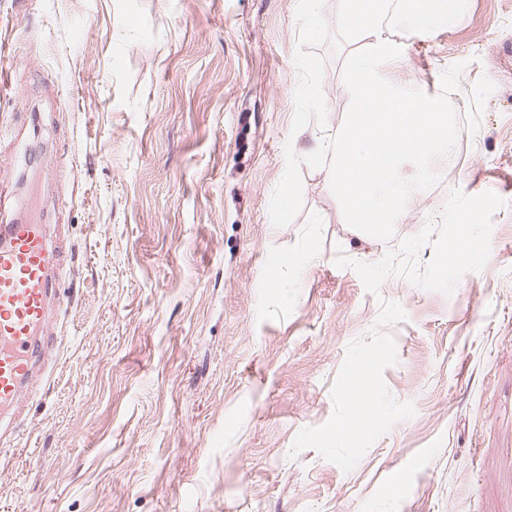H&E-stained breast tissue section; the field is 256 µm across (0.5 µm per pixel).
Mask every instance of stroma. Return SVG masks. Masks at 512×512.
<instances>
[{"label": "stroma", "mask_w": 512, "mask_h": 512, "mask_svg": "<svg viewBox=\"0 0 512 512\" xmlns=\"http://www.w3.org/2000/svg\"><path fill=\"white\" fill-rule=\"evenodd\" d=\"M296 4L0 0V191L40 196L64 268L0 512H512V0L395 33L401 86L464 63L465 157L387 241L324 167L270 221L285 145L349 108L321 46L326 124L292 132Z\"/></svg>", "instance_id": "1"}]
</instances>
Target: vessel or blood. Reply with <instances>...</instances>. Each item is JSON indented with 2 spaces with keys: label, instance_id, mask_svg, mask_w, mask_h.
<instances>
[{
  "label": "vessel or blood",
  "instance_id": "b4317fda",
  "mask_svg": "<svg viewBox=\"0 0 512 512\" xmlns=\"http://www.w3.org/2000/svg\"><path fill=\"white\" fill-rule=\"evenodd\" d=\"M60 278L44 225L0 224V414H18L31 392Z\"/></svg>",
  "mask_w": 512,
  "mask_h": 512
}]
</instances>
